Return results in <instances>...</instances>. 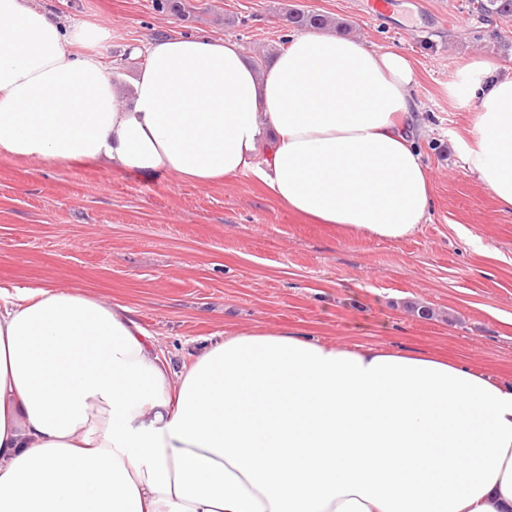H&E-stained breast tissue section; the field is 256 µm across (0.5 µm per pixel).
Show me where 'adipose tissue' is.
Here are the masks:
<instances>
[{
  "instance_id": "1",
  "label": "adipose tissue",
  "mask_w": 512,
  "mask_h": 512,
  "mask_svg": "<svg viewBox=\"0 0 512 512\" xmlns=\"http://www.w3.org/2000/svg\"><path fill=\"white\" fill-rule=\"evenodd\" d=\"M0 0V152L253 178L292 212L398 241L431 208L411 61L329 31L264 69L229 39L151 40L124 105L101 44ZM461 158L512 211V72L476 60ZM0 512H512V386L440 355L228 329L175 370L121 303L0 292Z\"/></svg>"
}]
</instances>
